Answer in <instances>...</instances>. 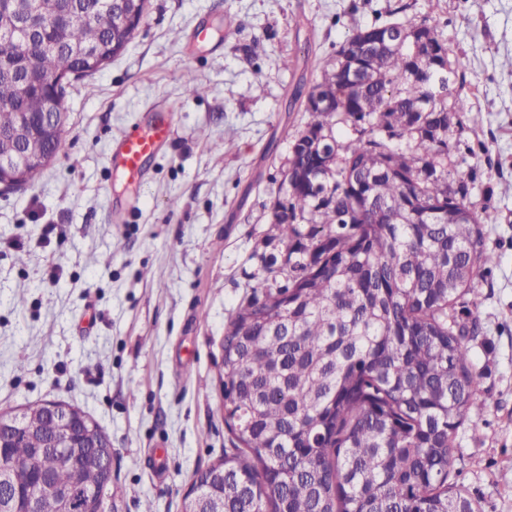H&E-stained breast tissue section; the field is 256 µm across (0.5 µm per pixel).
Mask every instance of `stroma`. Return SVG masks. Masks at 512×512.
Wrapping results in <instances>:
<instances>
[{"label": "stroma", "mask_w": 512, "mask_h": 512, "mask_svg": "<svg viewBox=\"0 0 512 512\" xmlns=\"http://www.w3.org/2000/svg\"><path fill=\"white\" fill-rule=\"evenodd\" d=\"M402 4L446 23L455 88L477 112L448 131L450 179L468 184L498 256L477 282L484 379L452 479L482 512H512V0H150L127 51L71 80L60 152L32 187L0 188V410L60 399L89 413L112 441L106 512H182L194 473L229 447L224 330L278 251L270 210L291 136L313 119L294 94ZM227 16L239 30L224 37ZM154 109L172 139L128 208L111 143Z\"/></svg>", "instance_id": "35a3bbf8"}]
</instances>
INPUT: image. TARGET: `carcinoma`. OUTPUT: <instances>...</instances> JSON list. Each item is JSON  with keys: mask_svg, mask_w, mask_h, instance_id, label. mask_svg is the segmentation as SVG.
<instances>
[{"mask_svg": "<svg viewBox=\"0 0 512 512\" xmlns=\"http://www.w3.org/2000/svg\"><path fill=\"white\" fill-rule=\"evenodd\" d=\"M63 35L42 18L17 66L0 42V132L47 110L44 83L93 74L67 48L106 43L121 54L137 31L97 0H56ZM445 24L426 15L355 29L308 92L314 120L293 136L270 211L283 249L260 257L224 333V512H479L449 483L456 433L482 374L478 278L497 263L467 184L448 186ZM364 69L351 72V62ZM327 139L334 163L310 178ZM48 124L26 148L58 152ZM52 424L0 451L22 492L41 468L70 478L65 455L34 458ZM81 492H103L100 470Z\"/></svg>", "mask_w": 512, "mask_h": 512, "instance_id": "1", "label": "carcinoma"}]
</instances>
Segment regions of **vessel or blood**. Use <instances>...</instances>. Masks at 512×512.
Returning a JSON list of instances; mask_svg holds the SVG:
<instances>
[{
    "instance_id": "1",
    "label": "vessel or blood",
    "mask_w": 512,
    "mask_h": 512,
    "mask_svg": "<svg viewBox=\"0 0 512 512\" xmlns=\"http://www.w3.org/2000/svg\"><path fill=\"white\" fill-rule=\"evenodd\" d=\"M172 127L164 114H154L149 120L125 131L116 138L111 149L113 168L137 182L145 174L146 161L159 153L171 140Z\"/></svg>"
}]
</instances>
